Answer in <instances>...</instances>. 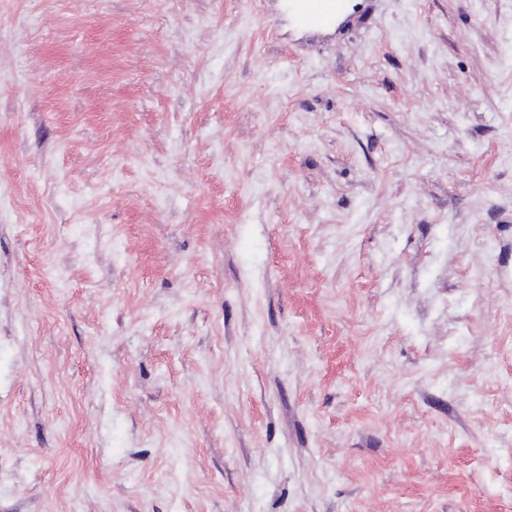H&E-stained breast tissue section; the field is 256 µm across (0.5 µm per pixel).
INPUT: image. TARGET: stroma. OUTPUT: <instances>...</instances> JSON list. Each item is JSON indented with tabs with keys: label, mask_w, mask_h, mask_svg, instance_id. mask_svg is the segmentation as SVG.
Segmentation results:
<instances>
[{
	"label": "stroma",
	"mask_w": 512,
	"mask_h": 512,
	"mask_svg": "<svg viewBox=\"0 0 512 512\" xmlns=\"http://www.w3.org/2000/svg\"><path fill=\"white\" fill-rule=\"evenodd\" d=\"M512 0H0V512H512ZM346 0H285L294 22L301 27L327 25L341 14Z\"/></svg>",
	"instance_id": "obj_1"
}]
</instances>
